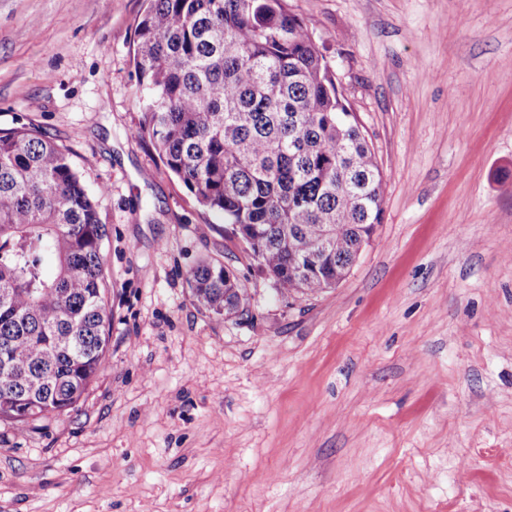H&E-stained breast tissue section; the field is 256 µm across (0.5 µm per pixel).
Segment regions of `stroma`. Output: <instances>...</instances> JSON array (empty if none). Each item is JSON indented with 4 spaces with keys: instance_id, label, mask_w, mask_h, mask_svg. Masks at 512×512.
Returning <instances> with one entry per match:
<instances>
[{
    "instance_id": "obj_1",
    "label": "stroma",
    "mask_w": 512,
    "mask_h": 512,
    "mask_svg": "<svg viewBox=\"0 0 512 512\" xmlns=\"http://www.w3.org/2000/svg\"><path fill=\"white\" fill-rule=\"evenodd\" d=\"M145 0H0V129L70 150L107 227L106 364L0 423V512H512V0H288L383 171L336 287L274 288L137 134ZM234 272L217 316L187 277ZM188 282L194 300L217 316L238 313L244 292L238 278L224 275V266L208 260L200 261L188 274Z\"/></svg>"
}]
</instances>
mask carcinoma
I'll return each mask as SVG.
<instances>
[{
  "mask_svg": "<svg viewBox=\"0 0 512 512\" xmlns=\"http://www.w3.org/2000/svg\"><path fill=\"white\" fill-rule=\"evenodd\" d=\"M138 134L200 206L239 225L281 291L333 288L381 219L377 155L287 0H148L135 30ZM107 237L69 149L0 129V422L76 408L102 369L112 307ZM194 300L238 313L224 266Z\"/></svg>",
  "mask_w": 512,
  "mask_h": 512,
  "instance_id": "carcinoma-1",
  "label": "carcinoma"
}]
</instances>
